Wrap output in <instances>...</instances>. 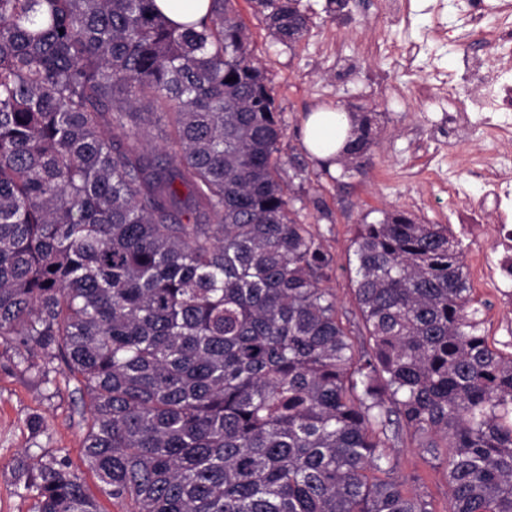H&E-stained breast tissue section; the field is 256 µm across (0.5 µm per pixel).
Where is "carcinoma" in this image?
<instances>
[{
	"label": "carcinoma",
	"mask_w": 512,
	"mask_h": 512,
	"mask_svg": "<svg viewBox=\"0 0 512 512\" xmlns=\"http://www.w3.org/2000/svg\"><path fill=\"white\" fill-rule=\"evenodd\" d=\"M232 0H0V343L61 359L82 460L118 512H512V355L481 334L460 242L403 212L353 240L357 347L281 176L282 130ZM283 43L299 0H253ZM233 81H227V78ZM359 167L372 119L349 113ZM34 512H104L65 456ZM159 11L175 24L201 20L210 12L211 0H155ZM395 446L394 455L398 459L397 475L408 481H412L413 477H419L420 489L428 494L437 512H448L451 499L442 469H431L424 463L423 452L405 431Z\"/></svg>",
	"instance_id": "cac0c4a2"
}]
</instances>
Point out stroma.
<instances>
[{
  "mask_svg": "<svg viewBox=\"0 0 512 512\" xmlns=\"http://www.w3.org/2000/svg\"><path fill=\"white\" fill-rule=\"evenodd\" d=\"M328 0H300L308 18L301 41L285 44L267 28L252 0H233L245 25L249 48L272 88L282 128L280 153L294 208L310 224L329 256L323 285L336 295L340 312L352 314L350 327L361 336L354 313L355 257L352 240L360 225L401 211L424 224H445L461 242L466 261L496 258V217L484 212L481 238L470 237L469 200L481 193L470 157L491 159L512 181V136L492 143L484 135L485 115H470L465 142L451 146L448 117L472 84L463 54L473 40L465 0H347L341 12L328 11ZM417 48L403 67L398 48ZM335 104L367 112L376 136L366 159L353 175L329 169L313 159L303 143L306 115ZM483 334L490 345L512 352V308L496 291L473 286ZM48 370L41 383L28 363ZM89 414L77 380L59 360L36 351L0 345V512H32L33 498L17 479V464L27 456L64 455L79 467L90 493L98 481L83 469L82 440ZM394 453L401 479L419 478L437 512H449L451 499L442 470L423 461L409 433H402Z\"/></svg>",
  "mask_w": 512,
  "mask_h": 512,
  "instance_id": "35a3bbf8",
  "label": "stroma"
}]
</instances>
